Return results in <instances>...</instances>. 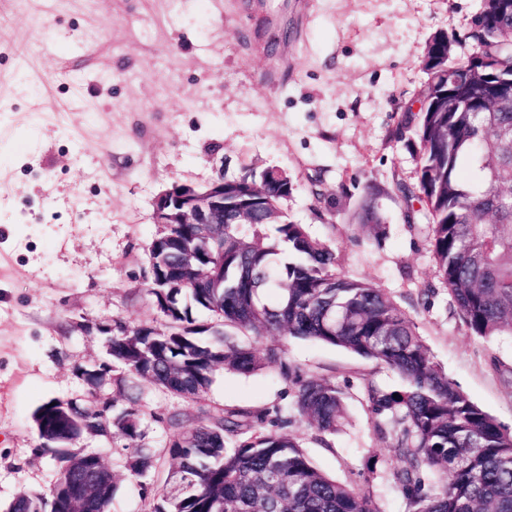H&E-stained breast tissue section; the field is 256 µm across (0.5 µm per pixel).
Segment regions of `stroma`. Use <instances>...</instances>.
<instances>
[{
  "mask_svg": "<svg viewBox=\"0 0 512 512\" xmlns=\"http://www.w3.org/2000/svg\"><path fill=\"white\" fill-rule=\"evenodd\" d=\"M481 0H0V506L46 492L58 462L36 450L32 414L86 402L81 369L107 361L104 327H162L146 291L155 198L175 182L277 167L294 191L289 220L336 254V270L387 292L416 323L457 388L512 430V337L475 336L450 308L423 224H407L395 182L417 162L391 139L427 86L421 60L437 33L464 35ZM387 234L355 217L368 184ZM308 376L349 387L348 419L328 445L294 432L341 482H370L383 512H406L390 487L400 460L373 428L364 379L397 377L342 348L285 340ZM147 448L173 412L196 403L151 383ZM287 387L269 371H216L205 404L263 408ZM376 470L367 474L366 456ZM126 481L109 512H148Z\"/></svg>",
  "mask_w": 512,
  "mask_h": 512,
  "instance_id": "35a3bbf8",
  "label": "stroma"
}]
</instances>
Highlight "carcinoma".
Listing matches in <instances>:
<instances>
[{
  "instance_id": "carcinoma-1",
  "label": "carcinoma",
  "mask_w": 512,
  "mask_h": 512,
  "mask_svg": "<svg viewBox=\"0 0 512 512\" xmlns=\"http://www.w3.org/2000/svg\"><path fill=\"white\" fill-rule=\"evenodd\" d=\"M466 39L506 65L497 25L469 27ZM432 97L403 112L392 131L417 157V184L397 188L415 221L430 229L433 258L451 307L477 336L512 335V112H452L447 79L426 70ZM478 173L468 182L464 165ZM235 190L224 223L193 240L192 224H171L152 241L147 292L167 318L163 328L112 327L106 353L123 372L120 387L146 381L196 402L219 369L252 374L268 369L288 386V402L260 409L209 406L173 413L172 434L155 454L141 444L139 395L119 412L106 401L75 406L47 401L33 414L40 452L60 463L48 496L22 491L3 512H64L60 493L72 476L64 465L88 450L72 446L79 423L108 426L123 441L131 479L169 462L165 485L153 491L150 512H382L370 487L339 483L313 465L290 427L303 421L327 444L346 419L348 387L306 376L280 345L261 350L247 337L313 339L372 360L396 373L393 390L364 380L363 398L374 429L402 462L392 473L407 512H512V431L455 387L431 358L416 324L387 293L336 273V256L303 224L284 215L290 191L277 182L254 189V175L224 180ZM380 188L368 186L358 207L361 227L384 233ZM253 212L236 223L235 205ZM176 236L206 257L209 275L181 281V251L160 244ZM208 312L199 323L192 308ZM112 473L86 512H108L119 490Z\"/></svg>"
}]
</instances>
